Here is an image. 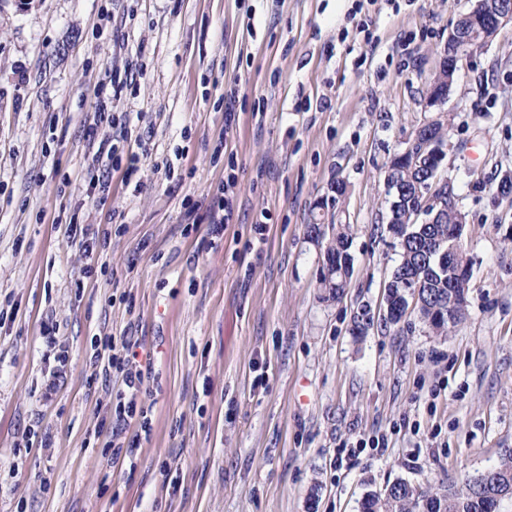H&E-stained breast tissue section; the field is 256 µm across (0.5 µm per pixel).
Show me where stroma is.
<instances>
[{
	"label": "stroma",
	"mask_w": 512,
	"mask_h": 512,
	"mask_svg": "<svg viewBox=\"0 0 512 512\" xmlns=\"http://www.w3.org/2000/svg\"><path fill=\"white\" fill-rule=\"evenodd\" d=\"M473 4L403 0L377 16L361 64L339 37L352 0H0V304L15 310L0 326V512H360L396 479L445 486L512 454V197L497 192L512 174L511 28L464 63L442 114L444 175L468 219L467 314L438 336L415 310L390 323L383 301L399 260L385 166ZM113 72L132 86L113 91ZM231 86L237 208L213 242L185 204L224 177L211 154ZM100 96L148 151L136 184L108 168L105 194L87 175ZM262 209L274 222L254 247ZM339 220L353 273L335 298L319 278ZM72 221L110 233L92 276L64 236ZM110 334L153 361L133 469L107 446L114 382L92 375ZM52 341L68 352L53 385ZM369 436L385 447L339 465Z\"/></svg>",
	"instance_id": "obj_1"
}]
</instances>
